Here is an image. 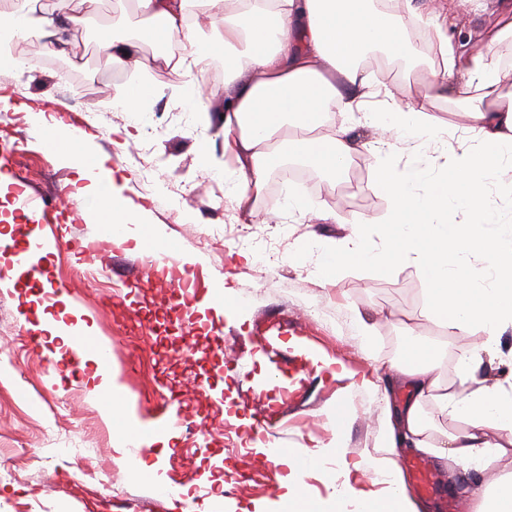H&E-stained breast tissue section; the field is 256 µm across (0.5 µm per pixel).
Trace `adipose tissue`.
<instances>
[{
	"instance_id": "1",
	"label": "adipose tissue",
	"mask_w": 512,
	"mask_h": 512,
	"mask_svg": "<svg viewBox=\"0 0 512 512\" xmlns=\"http://www.w3.org/2000/svg\"><path fill=\"white\" fill-rule=\"evenodd\" d=\"M37 0L0 14V69L17 67L14 43L68 52L77 22L67 6L37 11ZM149 32L162 45L178 43L179 57L159 54L164 64L204 68L213 52L224 63V150L239 164L231 194L237 206L255 205L266 176L285 161H300L328 177L341 175L360 151L376 156L374 187L390 200L384 217L385 244H368V219L345 216L352 232L339 250H321L318 268L325 280L342 270L366 265L390 271L416 261L427 284L426 317L451 333L479 334L470 355L458 363L455 390L440 393L434 348L407 338L394 368V380L413 393L409 404L389 414L383 439L390 454L374 465L388 485L378 496L353 482L344 492L361 512H421L406 493L405 480L392 453L400 448L448 449L462 468L481 458L500 459L512 452V384H485L474 372L501 331L512 326V244L487 235L497 216L484 199L488 179L512 183V93H502L499 62L483 51L463 57L442 24H434L440 59L424 62L410 37V19L382 0H132ZM99 52L114 66L141 69L140 39L101 31ZM379 50L413 66H428V86L443 96L463 78L468 91L460 101L469 136L449 143L448 128L436 124L416 100L397 97L362 61ZM351 114L360 124L388 132L376 142L356 140L349 127L328 131L329 112ZM411 159L399 162L398 148ZM446 157L447 174L433 175L429 154ZM74 182L80 198L107 196L106 218L118 223L113 245L134 242L156 251L168 246L150 224L140 223L141 209L124 198L112 181L106 160L94 168L77 165ZM458 211L463 221H452ZM437 397L442 411L461 423L460 431L428 440L422 403Z\"/></svg>"
}]
</instances>
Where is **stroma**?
<instances>
[{"mask_svg": "<svg viewBox=\"0 0 512 512\" xmlns=\"http://www.w3.org/2000/svg\"><path fill=\"white\" fill-rule=\"evenodd\" d=\"M79 18L76 40L65 59L75 75L65 78L46 63V53L28 56L25 45L13 52L24 58L22 69L0 81V141L13 145L0 168V236L11 237L15 225L46 233L55 229L64 239L92 236L100 214L73 212L67 197L75 188L73 170L46 138L49 117L90 134L88 152L108 158L112 179L124 196L145 208L143 221L160 226L183 252L195 256L201 272L191 315L174 310L168 292L149 279L126 280L103 270L95 277L77 276L83 261L70 248L42 257L65 291L44 301L41 288L29 285L13 266V248L0 246V274L10 282L0 287V512H284L281 497L288 467H267L266 445L298 455L308 448L317 466L304 470L300 481L321 512H358L356 501L343 495V477L364 481L377 491L373 462L385 454L387 413L410 401L409 391L392 380L402 357L407 331L437 348L435 366L441 388L458 383V358L479 341L475 335H453L423 314L427 285L415 265L406 263L384 274L366 266L344 270L334 285L315 272L318 244L341 247L351 232L342 215L367 216L374 245H382L388 197L376 190L365 167L373 154L362 153L337 181L318 176L302 184L287 177L286 166L271 170L267 193L251 208H238L227 196L224 180V131L216 121L224 110V84L210 71L176 69L154 62L160 44L147 23L127 13L126 0H67ZM499 0H458L455 31L463 52L488 50L503 61L505 82L512 86V37L495 45L484 40L485 28L498 14ZM133 33L150 65L135 71L114 67L93 48L101 30ZM365 64L396 94L411 95L437 123L464 132L454 104L433 96L427 82L407 64L380 54ZM144 82L154 89L136 111L116 106L114 86ZM132 136H125V129ZM208 152L209 164L200 161ZM27 186L47 209L19 210L15 191ZM306 190L314 207L306 215L290 213L289 192ZM232 287L236 307L210 295L212 281ZM362 313L374 326L371 339L360 336L354 318ZM61 320L97 339L110 341L108 374L116 384L114 409L105 413L94 393L95 362L77 373L67 364L70 350L43 340L28 344L30 332L49 320ZM192 333H185L186 322ZM222 334H214L215 325ZM203 389L164 404L170 388L185 390L189 381ZM220 389L214 402L207 387ZM291 388L294 402L265 439L231 443L224 421L242 432L260 424L264 404L278 405L282 388ZM263 397H256L255 389ZM347 405L344 428L330 412ZM181 413L187 424L177 431L174 447L152 443L142 459L152 472L135 478L126 463L132 432L146 437L156 421ZM344 458H336V447ZM228 469L248 462L259 482L227 494L216 490L211 470L216 461ZM440 495H425L414 480L407 491L425 512H472L471 482L499 480L512 473V460L488 468L472 465L462 471L455 462L428 457ZM110 472L105 485L83 478L85 465ZM176 478L171 493L157 490Z\"/></svg>", "mask_w": 512, "mask_h": 512, "instance_id": "obj_1", "label": "stroma"}]
</instances>
